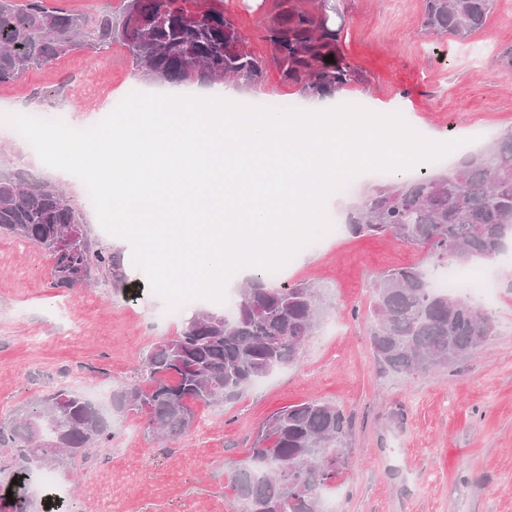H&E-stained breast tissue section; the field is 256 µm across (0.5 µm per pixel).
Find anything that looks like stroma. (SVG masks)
Here are the masks:
<instances>
[{"label":"stroma","mask_w":512,"mask_h":512,"mask_svg":"<svg viewBox=\"0 0 512 512\" xmlns=\"http://www.w3.org/2000/svg\"><path fill=\"white\" fill-rule=\"evenodd\" d=\"M226 14L256 56L272 50L264 28L272 0H223ZM424 0H337L341 51L358 74L331 105L357 103L403 112L424 136L471 137L484 150L512 129V0H496L482 29L467 39L435 40L422 28ZM158 93L142 80L121 44L86 48L0 84V113L53 106L76 129L109 113L127 87ZM269 64L261 81L238 99L257 104L299 98ZM0 169L51 178L27 141L0 124ZM380 182L361 176L354 191L327 203L334 228L302 248L282 269L281 283H310L325 297L322 318L298 361L249 387L234 402L196 405L188 435L158 443L145 416H117L112 440L88 465L61 473L53 496L73 499L77 512H236L234 471L262 423L281 407L318 399L351 421L349 464L324 498L334 512H512V253L465 269L472 287L490 286L481 304L496 334L459 363L404 379L384 372L370 347L374 283L388 271L417 266L432 279L449 264L390 237H357L345 228L352 208ZM88 236L120 255L125 282L114 288L57 289L51 259L36 246L0 237V419L78 376L107 388L140 381L151 347L178 335L187 319L164 321V304L132 261V247L105 232L84 210Z\"/></svg>","instance_id":"stroma-1"}]
</instances>
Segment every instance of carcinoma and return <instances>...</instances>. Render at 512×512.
Wrapping results in <instances>:
<instances>
[{
	"label": "carcinoma",
	"mask_w": 512,
	"mask_h": 512,
	"mask_svg": "<svg viewBox=\"0 0 512 512\" xmlns=\"http://www.w3.org/2000/svg\"><path fill=\"white\" fill-rule=\"evenodd\" d=\"M188 0H127L122 12L87 17L47 0H0V84L86 47L122 44L143 79L159 84L218 83L252 87L266 62L216 3L202 11ZM494 0H425L430 35L464 39L481 29ZM330 0H290L272 17L265 40L283 80L322 99L356 79L340 51L342 26ZM333 56L328 63L325 57ZM356 236H390L459 263L494 261L512 245V130L483 152L466 154L450 175L391 179L350 213ZM72 233L65 248L62 235ZM0 235L30 242L51 258L52 287L72 289L94 278L124 280L120 258L91 240L82 214L54 182L0 171ZM323 298L307 283L275 285L266 275L239 289L229 314L196 313L142 358V383L112 391V413L146 417L171 440L191 431L194 404H224L256 381L294 363L318 325ZM370 344L380 366L402 376L452 366L496 332L491 311L456 290H438L417 266L374 285ZM351 424L344 412L313 399L271 415L254 439L251 466L232 475L240 512H325L324 491L349 463ZM112 439V419L91 401L60 388L25 413L0 422V452L23 484L40 483L37 461L60 449L65 466L86 464Z\"/></svg>",
	"instance_id": "carcinoma-1"
}]
</instances>
